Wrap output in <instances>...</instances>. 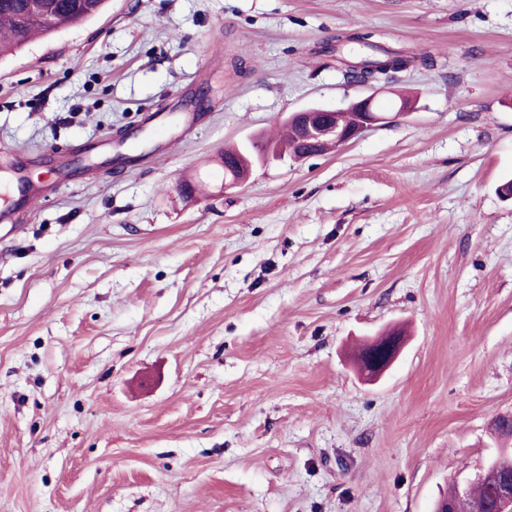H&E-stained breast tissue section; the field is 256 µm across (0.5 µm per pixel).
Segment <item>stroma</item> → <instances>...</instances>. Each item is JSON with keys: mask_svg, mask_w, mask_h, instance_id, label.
I'll list each match as a JSON object with an SVG mask.
<instances>
[{"mask_svg": "<svg viewBox=\"0 0 512 512\" xmlns=\"http://www.w3.org/2000/svg\"><path fill=\"white\" fill-rule=\"evenodd\" d=\"M354 33L434 64L353 80ZM401 90L412 114L225 189V147ZM102 141L128 163L55 174ZM12 165L47 191L0 194V512H433L496 455L512 0H106L0 54ZM385 333L369 339L362 349V360L358 356V369L366 381L379 380L393 365L405 344V336L400 331L393 329Z\"/></svg>", "mask_w": 512, "mask_h": 512, "instance_id": "35a3bbf8", "label": "stroma"}]
</instances>
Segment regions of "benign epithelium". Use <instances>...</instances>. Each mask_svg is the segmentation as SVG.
Segmentation results:
<instances>
[{"label":"benign epithelium","mask_w":512,"mask_h":512,"mask_svg":"<svg viewBox=\"0 0 512 512\" xmlns=\"http://www.w3.org/2000/svg\"><path fill=\"white\" fill-rule=\"evenodd\" d=\"M344 112L351 115L350 123L344 127L336 125L332 116L336 111L319 106L308 107L288 115L287 120L296 122L302 128L308 142L314 149L303 157L323 153L324 147L343 146L367 129L390 122V116L379 111L372 95L350 103ZM253 168V161L242 157L232 168L224 170V187H234L245 182ZM405 344V337L398 330H388L385 334L369 339L364 347V357L358 360V369L369 382L379 380L393 365ZM512 450L504 448L498 457L476 477V481L491 480L495 483L494 512H512Z\"/></svg>","instance_id":"benign-epithelium-1"}]
</instances>
